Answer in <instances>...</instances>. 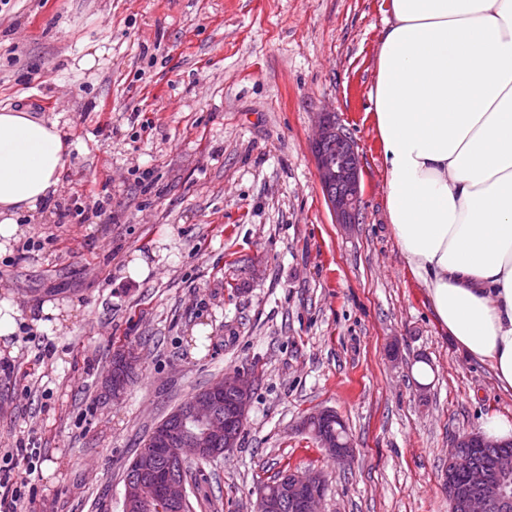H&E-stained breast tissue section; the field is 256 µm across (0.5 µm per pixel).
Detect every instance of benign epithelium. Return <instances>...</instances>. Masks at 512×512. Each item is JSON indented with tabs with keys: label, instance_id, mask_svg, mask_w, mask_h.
Returning <instances> with one entry per match:
<instances>
[{
	"label": "benign epithelium",
	"instance_id": "7a95c632",
	"mask_svg": "<svg viewBox=\"0 0 512 512\" xmlns=\"http://www.w3.org/2000/svg\"><path fill=\"white\" fill-rule=\"evenodd\" d=\"M336 144V160L323 156L320 149ZM312 145L318 177L325 189L326 204L338 224H357L361 214L360 162L355 141L339 123L335 114L319 113L312 136ZM138 356L124 350L116 355L104 376V385L112 399L124 397L128 388V375L137 368ZM253 379L235 371L209 385L205 393L191 401L188 408L160 433L161 452L170 462L183 464L191 460L210 459L222 451L237 446L236 435L230 432L232 422L243 421L252 399ZM232 392L235 400L224 409L219 404L224 393ZM224 443V448L216 447ZM331 455L347 460L353 454V442H321ZM142 472L146 479L126 484L124 512H149L156 500L164 502L168 512H182L187 503L184 480L174 471L153 470L152 458L143 457ZM326 479L314 473L301 480L286 481L285 493L299 512H320ZM497 498L505 510H512V490L504 483L490 484L480 494L465 497L455 487L448 486V499L460 512H486L488 497Z\"/></svg>",
	"mask_w": 512,
	"mask_h": 512
}]
</instances>
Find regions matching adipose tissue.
<instances>
[{
  "mask_svg": "<svg viewBox=\"0 0 512 512\" xmlns=\"http://www.w3.org/2000/svg\"><path fill=\"white\" fill-rule=\"evenodd\" d=\"M372 112L387 210L441 327L512 391V0H390ZM70 151L58 122L0 110V253Z\"/></svg>",
  "mask_w": 512,
  "mask_h": 512,
  "instance_id": "1",
  "label": "adipose tissue"
}]
</instances>
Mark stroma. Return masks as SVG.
Wrapping results in <instances>:
<instances>
[{
  "label": "stroma",
  "instance_id": "stroma-1",
  "mask_svg": "<svg viewBox=\"0 0 512 512\" xmlns=\"http://www.w3.org/2000/svg\"><path fill=\"white\" fill-rule=\"evenodd\" d=\"M389 17V0H0V109L71 144L52 206L0 255L19 313L0 338V452H40L17 469L18 512H123L134 450L232 369L254 378L244 431L195 462L191 512H256L283 470L326 477L321 512H448L453 441L512 420V394L442 330L389 224L370 115ZM326 110L361 159L348 227L311 145ZM47 304L62 329L39 328ZM119 344L138 376L112 401ZM322 410L347 426L348 466L300 426Z\"/></svg>",
  "mask_w": 512,
  "mask_h": 512
}]
</instances>
